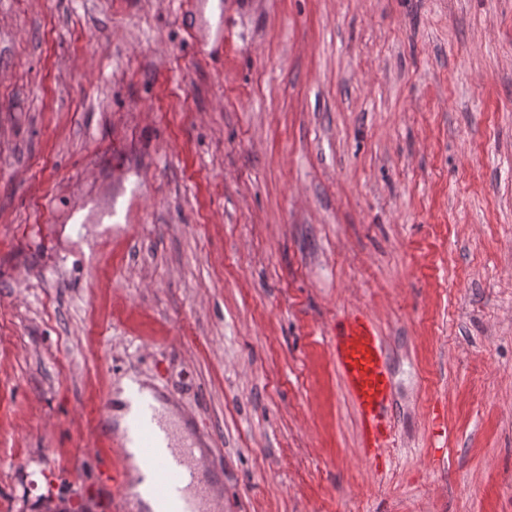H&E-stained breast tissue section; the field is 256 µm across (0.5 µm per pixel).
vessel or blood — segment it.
I'll use <instances>...</instances> for the list:
<instances>
[{
  "instance_id": "obj_1",
  "label": "vessel or blood",
  "mask_w": 512,
  "mask_h": 512,
  "mask_svg": "<svg viewBox=\"0 0 512 512\" xmlns=\"http://www.w3.org/2000/svg\"><path fill=\"white\" fill-rule=\"evenodd\" d=\"M332 342L336 366L360 415L363 450L379 459L391 439L394 401L382 340L357 313L337 322ZM128 414L124 433L112 442V457L100 463L98 487L110 512H126L124 470L133 452L149 478L152 512H206L209 487L202 475L213 467L210 453H196L193 444L179 439L155 399L139 386L130 388Z\"/></svg>"
}]
</instances>
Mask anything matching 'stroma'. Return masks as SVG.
I'll return each mask as SVG.
<instances>
[{
  "mask_svg": "<svg viewBox=\"0 0 512 512\" xmlns=\"http://www.w3.org/2000/svg\"><path fill=\"white\" fill-rule=\"evenodd\" d=\"M207 3L0 0V512H100L127 377L224 512H512V0ZM332 342L336 366L360 415L363 450L376 461L392 434L393 385L385 348L360 313L336 323Z\"/></svg>",
  "mask_w": 512,
  "mask_h": 512,
  "instance_id": "obj_1",
  "label": "stroma"
}]
</instances>
